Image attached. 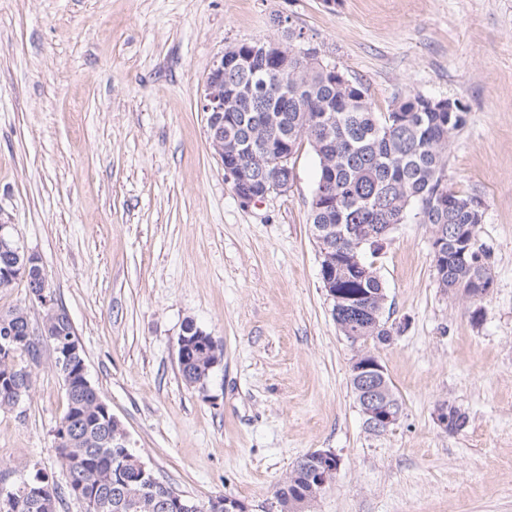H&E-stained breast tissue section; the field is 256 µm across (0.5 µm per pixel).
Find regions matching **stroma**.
<instances>
[{
	"instance_id": "stroma-1",
	"label": "stroma",
	"mask_w": 512,
	"mask_h": 512,
	"mask_svg": "<svg viewBox=\"0 0 512 512\" xmlns=\"http://www.w3.org/2000/svg\"><path fill=\"white\" fill-rule=\"evenodd\" d=\"M297 34L377 112L458 102L447 179L481 204L493 286L439 288L428 225L409 219L375 266L402 405L370 429L310 230L317 161L243 205L214 156L200 89L232 46ZM0 222L69 312L88 377L154 475L197 503L269 512L293 465L339 461L310 512H512V0H0ZM221 342L206 388L177 362L186 322ZM0 410V485L22 467L59 489L66 408L51 347ZM449 403L468 417L451 432ZM450 409V421L448 418V409L447 404H440L435 411V419L439 426L444 428L445 430H448V425L451 426L452 429L449 431H458L465 427L467 423V416L465 413L461 412L460 409L452 406H448ZM449 422V424H448Z\"/></svg>"
}]
</instances>
